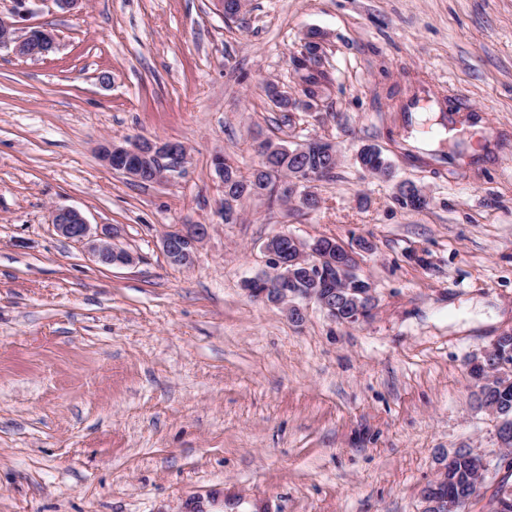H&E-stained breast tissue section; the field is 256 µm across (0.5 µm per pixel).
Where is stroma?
I'll return each instance as SVG.
<instances>
[{
    "label": "stroma",
    "mask_w": 512,
    "mask_h": 512,
    "mask_svg": "<svg viewBox=\"0 0 512 512\" xmlns=\"http://www.w3.org/2000/svg\"><path fill=\"white\" fill-rule=\"evenodd\" d=\"M32 22L54 53L0 49V512H425L461 448L488 465L465 512H494L512 453L467 363L512 333V0H86ZM314 33L310 98L291 57ZM416 96L449 130L425 156ZM111 137L181 142L186 167L133 180L100 160ZM313 138L337 154L316 209L252 198L225 223L215 156L247 175L262 140ZM57 206L134 263L59 237ZM183 224L209 227L189 267L161 245ZM280 232L355 248L371 316L249 298Z\"/></svg>",
    "instance_id": "obj_1"
}]
</instances>
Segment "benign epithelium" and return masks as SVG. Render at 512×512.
Segmentation results:
<instances>
[{"label":"benign epithelium","instance_id":"1","mask_svg":"<svg viewBox=\"0 0 512 512\" xmlns=\"http://www.w3.org/2000/svg\"><path fill=\"white\" fill-rule=\"evenodd\" d=\"M16 8L10 16L0 14V48L12 50L20 58L46 57L56 49V39L52 31L29 23V19L38 12V6L52 3L60 11L67 13L79 7L84 0H14ZM302 154H335L333 147L318 139L297 145ZM102 162L110 169L129 177L137 178L144 167L152 161L159 163L156 177L171 178L182 172L187 163L185 145L170 140L107 139L99 147ZM323 179L319 170L302 169L293 173L285 185L295 194L299 186L311 184ZM51 224L63 238L88 247L92 258L106 266L130 265L135 257L112 244L114 232L106 226L92 231L84 215L77 209L56 207L51 211ZM208 235V225L189 224L183 229L169 232L162 237L163 251L169 260L179 266H189L194 262L199 244ZM292 246H283L278 251L266 250L267 276L273 287L257 292L247 289L250 297L281 305L290 318L297 322L302 316L299 302L314 300L334 320L346 324H357L366 320L375 304L373 289L362 294L364 302L357 305L351 316L344 317L336 308V298L340 295L335 287V278H348L356 275V263L353 252L340 243L328 239L314 241L311 247H302L296 238H291ZM300 265L313 269L312 284L308 288L288 287V267Z\"/></svg>","mask_w":512,"mask_h":512}]
</instances>
